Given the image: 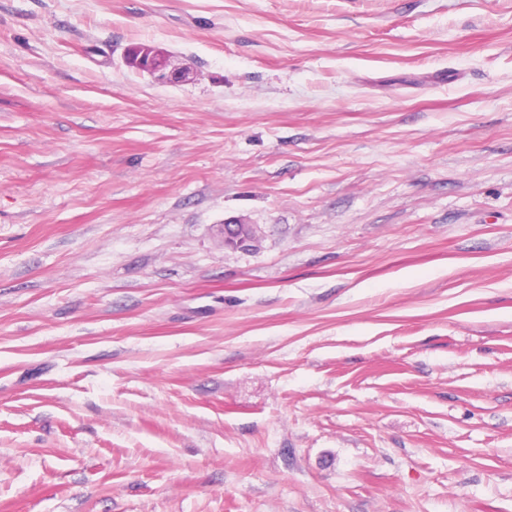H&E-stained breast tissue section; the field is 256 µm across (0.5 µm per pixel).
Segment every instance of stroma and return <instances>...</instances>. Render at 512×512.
Wrapping results in <instances>:
<instances>
[{"instance_id":"35a3bbf8","label":"stroma","mask_w":512,"mask_h":512,"mask_svg":"<svg viewBox=\"0 0 512 512\" xmlns=\"http://www.w3.org/2000/svg\"><path fill=\"white\" fill-rule=\"evenodd\" d=\"M0 512H512V0H0ZM130 63L142 71L153 75L163 83H174L185 80L188 72L177 68H169L170 60L149 47H135L129 50ZM221 233L224 238V246L240 249H248L258 239V231L253 224H244L241 221L225 223Z\"/></svg>"}]
</instances>
